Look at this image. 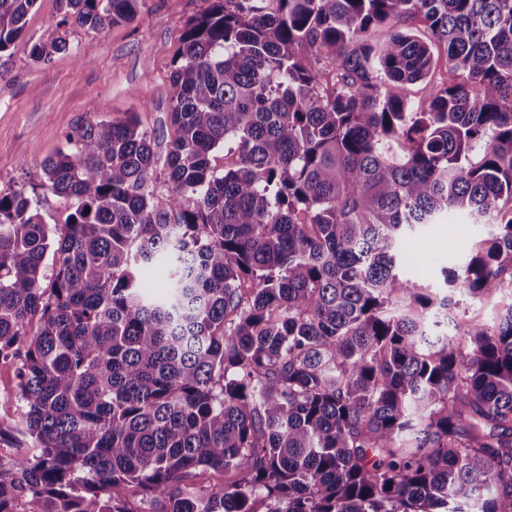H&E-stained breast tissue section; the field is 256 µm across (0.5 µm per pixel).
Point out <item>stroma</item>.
<instances>
[{
  "mask_svg": "<svg viewBox=\"0 0 512 512\" xmlns=\"http://www.w3.org/2000/svg\"><path fill=\"white\" fill-rule=\"evenodd\" d=\"M211 0H145L141 19L103 32L70 27L69 47L48 63L30 59L31 45L58 15V0H36L22 37L11 47L0 76V192L40 184L42 160L65 148L66 137L88 119L137 113L147 130L170 133V75L189 19ZM487 224L453 215L403 242L406 276L432 288L442 285V266L477 240ZM512 306V286L491 298H454V316L492 324Z\"/></svg>",
  "mask_w": 512,
  "mask_h": 512,
  "instance_id": "35a3bbf8",
  "label": "stroma"
}]
</instances>
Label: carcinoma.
<instances>
[{"label":"carcinoma","mask_w":512,"mask_h":512,"mask_svg":"<svg viewBox=\"0 0 512 512\" xmlns=\"http://www.w3.org/2000/svg\"><path fill=\"white\" fill-rule=\"evenodd\" d=\"M59 2L37 62L144 5ZM171 88L162 186L128 112L41 163L66 223L0 194V512H512V306L448 314L512 286V0H212ZM450 211L497 231L426 288L401 243ZM451 315L459 318L493 324L512 304V286L505 288L493 298H471L465 295H454Z\"/></svg>","instance_id":"carcinoma-1"}]
</instances>
